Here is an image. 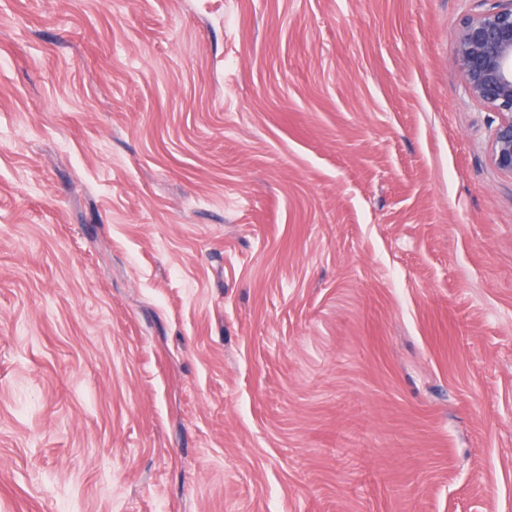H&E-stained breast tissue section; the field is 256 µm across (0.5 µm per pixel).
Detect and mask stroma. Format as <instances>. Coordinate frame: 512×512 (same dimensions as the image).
<instances>
[{
  "instance_id": "1",
  "label": "stroma",
  "mask_w": 512,
  "mask_h": 512,
  "mask_svg": "<svg viewBox=\"0 0 512 512\" xmlns=\"http://www.w3.org/2000/svg\"><path fill=\"white\" fill-rule=\"evenodd\" d=\"M481 0H0V512H512Z\"/></svg>"
}]
</instances>
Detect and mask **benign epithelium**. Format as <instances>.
Masks as SVG:
<instances>
[{
	"mask_svg": "<svg viewBox=\"0 0 512 512\" xmlns=\"http://www.w3.org/2000/svg\"><path fill=\"white\" fill-rule=\"evenodd\" d=\"M489 6L467 17L451 40L452 57L469 95L495 114L490 162L512 178V0H485Z\"/></svg>",
	"mask_w": 512,
	"mask_h": 512,
	"instance_id": "benign-epithelium-1",
	"label": "benign epithelium"
}]
</instances>
